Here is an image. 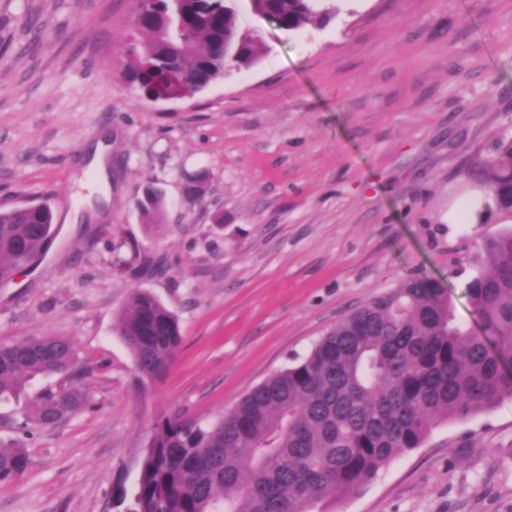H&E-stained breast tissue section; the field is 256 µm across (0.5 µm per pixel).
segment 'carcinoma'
Listing matches in <instances>:
<instances>
[{"instance_id":"carcinoma-1","label":"carcinoma","mask_w":512,"mask_h":512,"mask_svg":"<svg viewBox=\"0 0 512 512\" xmlns=\"http://www.w3.org/2000/svg\"><path fill=\"white\" fill-rule=\"evenodd\" d=\"M235 0H145L133 34V60L121 76L145 90L164 68L200 91L260 57V38L237 23ZM263 15L287 31L321 28L326 0H264ZM487 198L512 215V138L483 165ZM164 200L142 215L158 224ZM54 215L42 204L0 210V280L12 278L52 239ZM468 285L486 336L456 320L437 278L409 274L327 330L303 358L248 390L235 407L202 424L180 415L154 426L133 493L118 485L124 512H312L324 499L360 489L397 456L421 446L439 421L464 419L512 398V229L483 240ZM115 330L139 376L155 382L174 364L177 316L134 289ZM67 384L28 400L17 428L30 434L86 404L74 343L40 336L0 346V403L19 398L36 377ZM19 441H0V483L23 474Z\"/></svg>"}]
</instances>
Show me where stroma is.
<instances>
[{
	"label": "stroma",
	"instance_id": "1",
	"mask_svg": "<svg viewBox=\"0 0 512 512\" xmlns=\"http://www.w3.org/2000/svg\"><path fill=\"white\" fill-rule=\"evenodd\" d=\"M334 5L325 27L289 32L236 0L259 61L149 100L121 77L138 0H0V208L45 202L56 224L0 285V345L64 337L88 370L86 407L24 437L31 464L0 484V512H116L158 420L216 419L407 275L443 280L479 330L473 257L512 228L479 185L512 137V0ZM107 131L112 195L96 211L85 152ZM149 185L164 193L156 226L135 206ZM469 204L474 223H453ZM142 253L166 273L130 274ZM135 288L181 328L155 384L114 327ZM322 508L512 512V399L439 423Z\"/></svg>",
	"mask_w": 512,
	"mask_h": 512
}]
</instances>
